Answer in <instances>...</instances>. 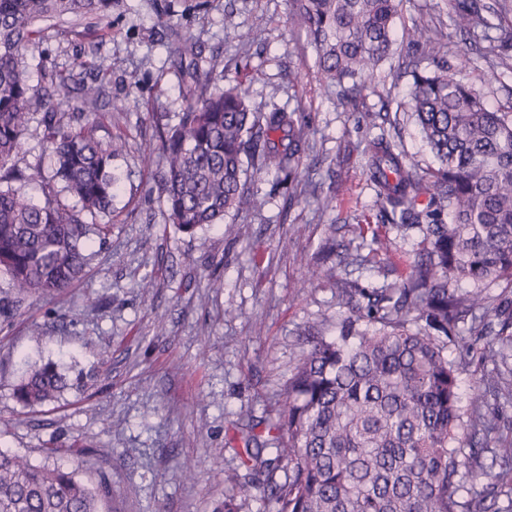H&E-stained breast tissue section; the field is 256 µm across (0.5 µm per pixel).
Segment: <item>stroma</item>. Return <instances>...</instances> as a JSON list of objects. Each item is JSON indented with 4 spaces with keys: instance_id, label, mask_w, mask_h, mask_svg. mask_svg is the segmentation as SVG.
Listing matches in <instances>:
<instances>
[{
    "instance_id": "1",
    "label": "stroma",
    "mask_w": 512,
    "mask_h": 512,
    "mask_svg": "<svg viewBox=\"0 0 512 512\" xmlns=\"http://www.w3.org/2000/svg\"><path fill=\"white\" fill-rule=\"evenodd\" d=\"M194 3L119 0L103 20L45 21L26 56L38 86L60 75L74 97L80 80L103 84L97 135L120 146L112 159L118 190L111 232L93 239L85 275L55 296L29 297L20 315L0 323V450L76 470L92 485L107 478L105 512H215L230 495L239 512H269L262 488L236 495L225 481L247 474L242 428L266 435L267 409L307 333L338 334L339 280L390 284L420 248L414 229L392 234L390 250L378 253L354 233L377 212L367 140L388 133L421 168L434 164L409 104L405 43H395V56L354 105L317 80L316 54L291 0H208L201 10ZM449 11L448 0H401L395 28L422 18L429 39L417 57H447L457 80L512 112V56L469 44ZM169 22L192 36L202 59L221 56L225 80L248 84L256 107L299 110L309 125L294 180L272 174L248 183L247 209L191 235L169 224L157 191L156 118L183 109L179 59L162 44ZM494 70L501 80L490 79ZM115 100L123 116H115ZM15 163L40 169L21 190L44 202L54 159L40 122L30 124ZM312 266L335 276L310 280ZM483 350L480 341L453 350L462 406L492 368ZM50 360L64 368L68 388L43 406H19L13 386L22 369ZM76 440L93 446L94 465L79 466L68 452ZM187 458L198 465L192 480L181 470Z\"/></svg>"
}]
</instances>
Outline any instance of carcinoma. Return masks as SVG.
I'll return each instance as SVG.
<instances>
[{
  "label": "carcinoma",
  "instance_id": "obj_1",
  "mask_svg": "<svg viewBox=\"0 0 512 512\" xmlns=\"http://www.w3.org/2000/svg\"><path fill=\"white\" fill-rule=\"evenodd\" d=\"M116 0H0V295L7 320L32 295H54L82 277L90 236L106 238L116 179L115 148L96 137L88 112H73L32 84L24 57L40 22L112 14ZM450 19L488 52L512 49V25L492 22L509 10L503 0H452ZM317 53V76L357 101L366 78L392 52L399 0H293ZM178 56L185 102L178 122L158 124L163 172L158 183L169 223L192 235L222 224L249 205L247 182L274 171L289 178L298 166L308 125L301 112H263L241 83L218 86L223 61L200 64L186 35L166 29ZM438 57L412 70L411 110L438 166L423 170L385 133L366 141L367 174L379 224L359 236L388 238L416 228L422 254L391 288L341 289L339 334L306 338L267 421L275 456L242 434L251 484L267 488L273 512H512V439L499 438L500 418L485 401L512 396V304L487 305L484 290L512 281V113L489 106L475 88L449 74ZM41 116L55 160L56 193L38 205L20 189L14 159L35 116ZM280 134L279 139L272 135ZM473 291L460 294L459 284ZM469 333L489 336L495 369L469 413L462 412L456 362L448 344ZM68 380L47 362L23 372L13 387L25 408L57 399ZM498 443L490 448V443ZM491 449V463L479 452ZM287 472L281 484L279 469ZM106 477L93 488L76 471L34 465L0 451V512H100ZM507 506H499L500 499Z\"/></svg>",
  "mask_w": 512,
  "mask_h": 512
}]
</instances>
